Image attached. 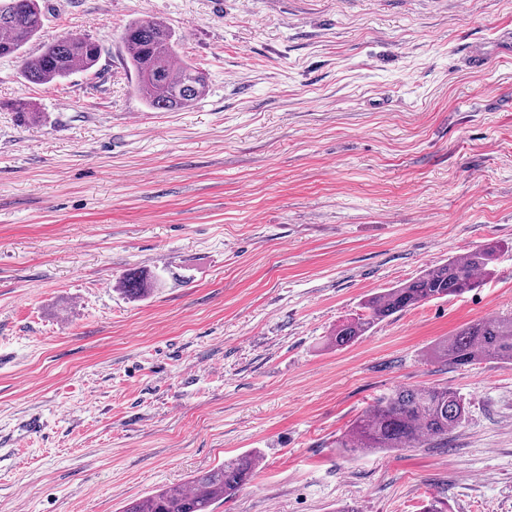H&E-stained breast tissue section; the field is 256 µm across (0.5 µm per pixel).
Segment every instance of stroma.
<instances>
[{"label":"stroma","mask_w":512,"mask_h":512,"mask_svg":"<svg viewBox=\"0 0 512 512\" xmlns=\"http://www.w3.org/2000/svg\"><path fill=\"white\" fill-rule=\"evenodd\" d=\"M42 6L24 58L102 56L47 84L0 58V512H120L255 450L215 512H512V365L433 358L512 314V0ZM146 17L208 76L190 110L134 89L120 34ZM490 242L482 287L328 346L368 295ZM133 268L145 299L118 289ZM434 384L467 407L447 447L339 448L377 397ZM101 55L98 41L86 37H67L45 46L32 60L23 63V75L35 84L63 80L96 66Z\"/></svg>","instance_id":"obj_1"}]
</instances>
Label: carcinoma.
<instances>
[{
	"instance_id": "1",
	"label": "carcinoma",
	"mask_w": 512,
	"mask_h": 512,
	"mask_svg": "<svg viewBox=\"0 0 512 512\" xmlns=\"http://www.w3.org/2000/svg\"><path fill=\"white\" fill-rule=\"evenodd\" d=\"M40 0H0V58H23L27 43L41 30ZM126 65L135 79V91L145 104L162 112L190 109L207 92L204 72L177 61V38L166 24L137 19L121 35ZM98 41L67 37L45 46L33 59L24 58L23 75L35 84L63 80L96 66ZM500 246L488 243L461 257L421 272L415 278L366 299L362 312L336 326L328 341L343 347L366 335L386 318L431 300L458 297L483 285L492 274ZM121 291L139 299L153 290L143 271L130 269L121 277ZM434 357L455 367L496 360L512 364V315L472 321L444 340ZM460 395L446 385L395 389L376 399L370 410L352 425L342 448L360 450L419 448L427 442H446L448 433L466 418ZM262 460L259 452L231 458L220 467L195 476L185 485L162 489L123 512H213L219 499L234 497L247 484Z\"/></svg>"
}]
</instances>
